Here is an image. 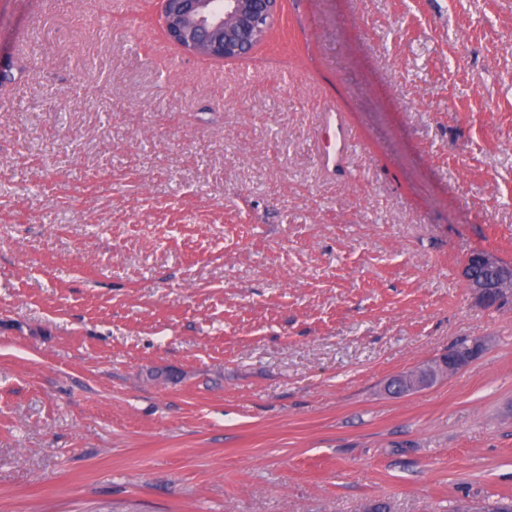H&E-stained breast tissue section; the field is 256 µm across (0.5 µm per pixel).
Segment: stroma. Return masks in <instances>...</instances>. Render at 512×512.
<instances>
[{
    "label": "stroma",
    "mask_w": 512,
    "mask_h": 512,
    "mask_svg": "<svg viewBox=\"0 0 512 512\" xmlns=\"http://www.w3.org/2000/svg\"><path fill=\"white\" fill-rule=\"evenodd\" d=\"M160 12L0 0V512L511 502L463 269L512 264V0H284L234 60ZM484 348L485 344L482 341H474L460 353L448 351V366H442L448 373L457 372L477 358ZM434 377L433 369L427 365L413 370L393 382L395 393L416 391L428 385Z\"/></svg>",
    "instance_id": "stroma-1"
}]
</instances>
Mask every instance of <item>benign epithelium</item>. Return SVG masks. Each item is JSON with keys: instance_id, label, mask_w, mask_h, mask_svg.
<instances>
[{"instance_id": "1", "label": "benign epithelium", "mask_w": 512, "mask_h": 512, "mask_svg": "<svg viewBox=\"0 0 512 512\" xmlns=\"http://www.w3.org/2000/svg\"><path fill=\"white\" fill-rule=\"evenodd\" d=\"M162 19L169 39L186 52L215 60H231L249 54L267 37L283 0H161ZM474 264L490 273V278L465 277L475 300L489 303V289L512 284V268L504 266L486 251L473 254ZM485 348L474 341L460 353L448 352L445 371L466 367ZM433 369L423 366L393 382L394 392L407 393L428 385Z\"/></svg>"}]
</instances>
